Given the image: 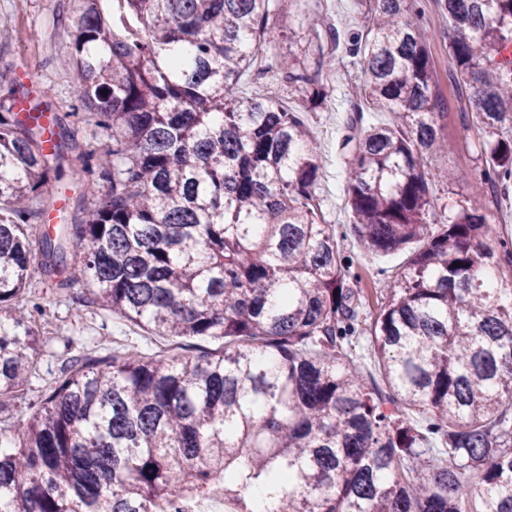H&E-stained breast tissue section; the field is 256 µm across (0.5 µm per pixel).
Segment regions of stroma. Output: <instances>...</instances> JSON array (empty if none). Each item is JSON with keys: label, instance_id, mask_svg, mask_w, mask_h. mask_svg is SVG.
I'll use <instances>...</instances> for the list:
<instances>
[{"label": "stroma", "instance_id": "35a3bbf8", "mask_svg": "<svg viewBox=\"0 0 512 512\" xmlns=\"http://www.w3.org/2000/svg\"><path fill=\"white\" fill-rule=\"evenodd\" d=\"M75 4L76 0H0V28L11 34L10 40L0 42V101L8 100L11 91L19 89L13 71L14 65L19 64L28 68L40 87H51L52 112L62 117L71 112L68 80L57 68L56 60L71 51L73 36L57 24L56 16L60 9L69 10ZM305 7L323 14L327 25L342 36L361 29L366 11L364 0H306ZM414 7L421 13V26L430 33L427 47L436 73V91L443 102L439 123L443 135L452 144L451 151L440 157L439 163L455 173L453 182L432 188L435 219L438 223H447L449 216L460 207L481 202L490 218L489 240L497 242L504 231L512 228V198L485 194L481 184V142L467 101L460 98L449 77L447 16L440 11L437 0H415ZM33 29L40 33L35 42L27 39ZM322 48L324 55L333 57L336 67L335 75L328 80L332 92L323 106L303 115L319 146L322 162L316 194L326 221L344 235L342 247L358 267L367 310L375 314L385 301L383 293L375 288L376 282L381 276L395 275L406 263L407 255L398 252L379 257L365 253L351 234L352 217L343 192L342 140L354 115H361L366 126L390 124L392 116L387 112L362 110L364 75L360 65L351 63L349 57L335 50L330 38H323ZM32 292L45 311L47 324L38 336L37 374L31 389L25 400L15 401L9 409L14 424L27 422L30 401L51 384L66 357L84 355L95 360L106 359L111 354L113 340L118 338L128 339L147 355L173 346L171 339L147 333L88 304L84 284L76 283L61 291L36 281ZM78 312L83 315L79 322L74 319Z\"/></svg>", "mask_w": 512, "mask_h": 512}]
</instances>
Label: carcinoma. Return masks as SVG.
I'll list each match as a JSON object with an SVG mask.
<instances>
[{"label":"carcinoma","instance_id":"carcinoma-1","mask_svg":"<svg viewBox=\"0 0 512 512\" xmlns=\"http://www.w3.org/2000/svg\"><path fill=\"white\" fill-rule=\"evenodd\" d=\"M302 0H79L65 61L75 123L112 132L70 159L82 211L37 224L71 132L0 103V413L35 374L33 274L155 336L223 349L62 361L13 434L0 512H165L224 495L231 512H512V248L482 207L439 224L449 148L409 0H368L345 52L367 75L345 196L371 254L417 244L372 323L316 198L303 113L330 86L281 51ZM450 77L468 92L482 183L512 190V0H440ZM278 58L290 106L240 90ZM110 185L97 200V181ZM374 346L382 384L351 357ZM262 487L259 499L253 489Z\"/></svg>","mask_w":512,"mask_h":512}]
</instances>
